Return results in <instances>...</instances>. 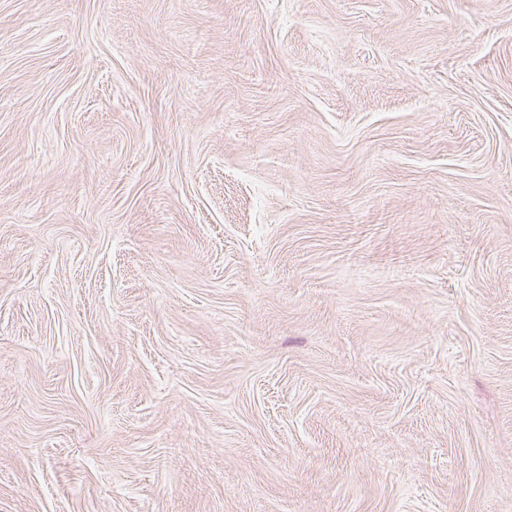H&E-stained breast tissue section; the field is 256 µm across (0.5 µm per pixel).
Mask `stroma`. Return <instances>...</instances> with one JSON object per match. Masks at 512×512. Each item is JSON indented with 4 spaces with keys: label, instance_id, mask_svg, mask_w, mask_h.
<instances>
[{
    "label": "stroma",
    "instance_id": "35a3bbf8",
    "mask_svg": "<svg viewBox=\"0 0 512 512\" xmlns=\"http://www.w3.org/2000/svg\"><path fill=\"white\" fill-rule=\"evenodd\" d=\"M0 512H512V0H0Z\"/></svg>",
    "mask_w": 512,
    "mask_h": 512
}]
</instances>
